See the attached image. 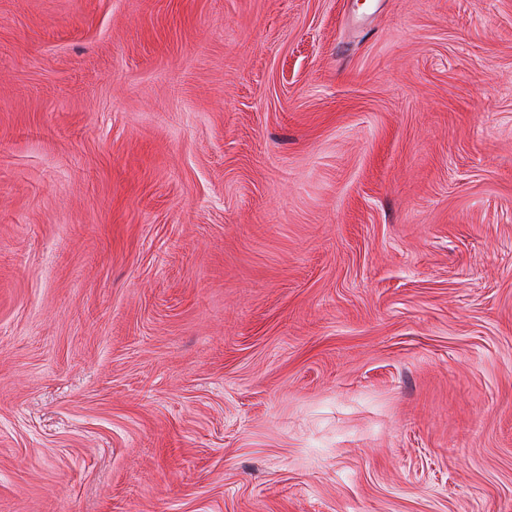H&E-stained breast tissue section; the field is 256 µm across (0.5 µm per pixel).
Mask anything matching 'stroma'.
Returning a JSON list of instances; mask_svg holds the SVG:
<instances>
[{"label": "stroma", "instance_id": "1", "mask_svg": "<svg viewBox=\"0 0 512 512\" xmlns=\"http://www.w3.org/2000/svg\"><path fill=\"white\" fill-rule=\"evenodd\" d=\"M0 512H512V0H0Z\"/></svg>", "mask_w": 512, "mask_h": 512}]
</instances>
